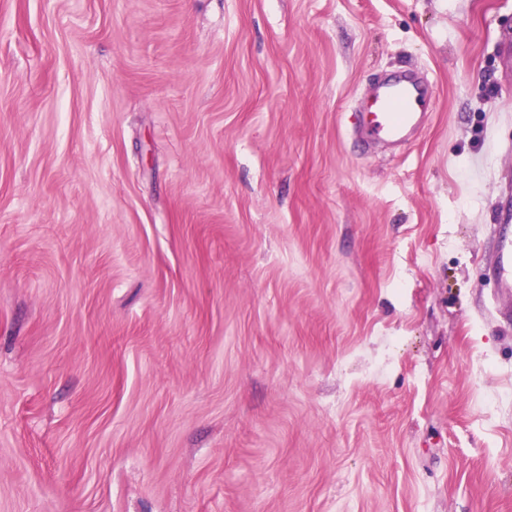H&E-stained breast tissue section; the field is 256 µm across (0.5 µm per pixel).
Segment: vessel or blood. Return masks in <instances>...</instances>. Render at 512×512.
<instances>
[{
	"label": "vessel or blood",
	"instance_id": "obj_1",
	"mask_svg": "<svg viewBox=\"0 0 512 512\" xmlns=\"http://www.w3.org/2000/svg\"><path fill=\"white\" fill-rule=\"evenodd\" d=\"M429 108L422 85L416 77L404 74L376 85L355 124L369 138L399 142L421 123ZM492 276L500 294L512 296V212L501 214Z\"/></svg>",
	"mask_w": 512,
	"mask_h": 512
}]
</instances>
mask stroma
<instances>
[{"label": "stroma", "instance_id": "35a3bbf8", "mask_svg": "<svg viewBox=\"0 0 512 512\" xmlns=\"http://www.w3.org/2000/svg\"><path fill=\"white\" fill-rule=\"evenodd\" d=\"M505 209L512 0H0V512H512ZM430 103L416 77L404 74L380 81L365 112H358L354 125L367 137L399 142L418 126ZM512 212L501 213L492 276L500 294L512 296Z\"/></svg>", "mask_w": 512, "mask_h": 512}]
</instances>
